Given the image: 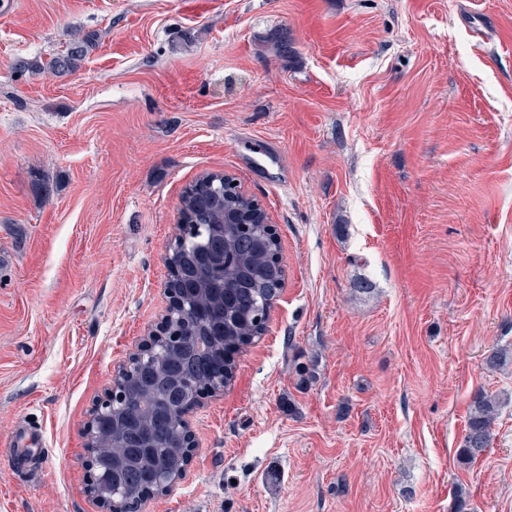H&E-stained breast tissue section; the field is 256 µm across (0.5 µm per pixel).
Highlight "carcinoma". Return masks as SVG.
<instances>
[{
  "label": "carcinoma",
  "mask_w": 512,
  "mask_h": 512,
  "mask_svg": "<svg viewBox=\"0 0 512 512\" xmlns=\"http://www.w3.org/2000/svg\"><path fill=\"white\" fill-rule=\"evenodd\" d=\"M90 38L81 39L66 54L53 58L48 68L58 73L77 69ZM197 192L188 184L182 204L198 217L195 227L180 211L179 233L171 247L169 270L186 262L193 250L210 237H224V262L203 269L198 277L195 302L215 311L224 309V335L208 336L201 326L187 317L175 316L168 324L163 347L152 355L132 360L123 373L115 377L116 398L106 415L112 419V440H101L93 449L94 457L112 461V476H103L119 488L113 512H132L128 493L142 495L153 489L160 472L176 473L186 462L187 449L174 446L177 438L176 411L167 417L158 415V400L176 375H184L187 397L195 399L204 391L231 384L236 364L227 371L210 367L199 348L236 352L241 346L262 336L269 312L280 294L282 271L275 263L280 243L271 239L259 223H249L251 202L243 197L217 200L208 216L196 212ZM235 213L240 222L224 223V212ZM501 403L484 391L474 394L466 419L462 448L458 460L463 465L476 462L490 447L493 425Z\"/></svg>",
  "instance_id": "obj_1"
}]
</instances>
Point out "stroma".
<instances>
[{
  "mask_svg": "<svg viewBox=\"0 0 512 512\" xmlns=\"http://www.w3.org/2000/svg\"><path fill=\"white\" fill-rule=\"evenodd\" d=\"M224 171L286 284L139 512H512V364L484 366L512 351V0L0 7V512H103L91 410L166 310L184 188ZM90 43V38L86 37L75 43L69 48L66 54H61L53 58L48 63V68L57 73H66L74 71L78 67V62L82 59L85 51H87V44ZM500 406L496 396L484 391L474 394L466 419L463 445L458 450V460L462 465L476 462L490 447Z\"/></svg>",
  "mask_w": 512,
  "mask_h": 512,
  "instance_id": "1",
  "label": "stroma"
}]
</instances>
